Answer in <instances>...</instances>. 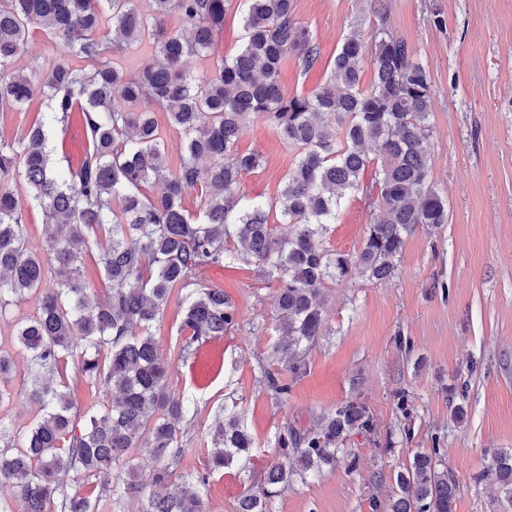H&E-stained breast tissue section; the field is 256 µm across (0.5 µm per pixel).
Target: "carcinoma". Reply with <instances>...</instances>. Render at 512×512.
Returning a JSON list of instances; mask_svg holds the SVG:
<instances>
[{
	"mask_svg": "<svg viewBox=\"0 0 512 512\" xmlns=\"http://www.w3.org/2000/svg\"><path fill=\"white\" fill-rule=\"evenodd\" d=\"M294 0H0V110L45 94L43 118L14 141L0 139V316L33 296L34 315L14 325L13 342L28 353L27 398L35 408L25 430L0 421V485L13 490L20 512H100L104 498H135L139 512H206L200 488L216 473L251 460L256 442L234 412L214 411L200 440L206 471L176 483L190 449L181 423L197 413L193 399L171 391L170 362L152 332L171 296L183 314L175 350L197 358L208 341L240 328L224 289L201 281L211 266L255 262L276 282L273 329L279 339L259 366L274 400L304 373L306 351L325 335L328 284L393 278L405 241L418 229L448 223V202L430 181L433 89L429 71L407 40L389 30L387 6L372 49L354 27L343 38L325 81L308 94H287L278 70L288 57L310 71L320 63L313 32L294 17ZM242 15L243 43L232 58L197 77L189 55L211 50L230 10ZM176 12L190 34L167 30ZM112 53L146 44L152 61L124 69L101 60L104 32ZM41 30L92 69L55 62L49 72L16 66L31 33ZM374 80L360 85L366 52ZM184 135L172 170L153 111ZM79 114L86 136L81 161L57 165L48 150L52 127ZM263 119L297 160L279 196L239 194L243 174L264 164L237 140L249 116ZM375 167L374 180L363 175ZM23 182L51 223L44 245L29 246L11 185ZM160 194L144 195L148 183ZM194 192L197 212L185 206ZM360 194L375 214L360 251L329 246V226L343 201ZM107 241L101 246V241ZM104 274L106 294L91 302L82 276L88 264ZM55 287L45 288L47 278ZM14 369L0 348L1 386ZM102 395L98 408L72 399L68 379ZM368 406L352 398L319 414L309 428L284 424L258 484L238 512H271L281 492L336 467L338 448L353 432H369ZM439 449L417 452L396 472L385 512H451L459 485L439 469ZM152 471L144 493L139 472ZM512 507V448L495 453L477 474Z\"/></svg>",
	"mask_w": 512,
	"mask_h": 512,
	"instance_id": "cac0c4a2",
	"label": "carcinoma"
}]
</instances>
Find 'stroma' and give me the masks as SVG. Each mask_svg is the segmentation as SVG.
<instances>
[{
	"mask_svg": "<svg viewBox=\"0 0 512 512\" xmlns=\"http://www.w3.org/2000/svg\"><path fill=\"white\" fill-rule=\"evenodd\" d=\"M369 2L295 0L296 19L317 35L321 62L305 73L286 59L279 74L285 92L307 93L324 81L356 15L365 17V41L373 40L379 19ZM385 2L391 29L429 68L430 180L448 201V221L408 237L393 279L330 285L327 334L279 402L257 381L275 341V284L251 263L206 269L203 280L224 289L241 328L204 344L195 361L172 364L171 390L198 400L184 434L193 448L184 467L204 471L207 457L196 445L225 398H235L259 444V466L282 424L307 425L313 415L358 396L370 408L374 429L344 440L350 462L289 487L271 512H374V502L391 495L399 465L436 443L443 468L459 484L452 512H502L495 487L476 476L497 451L512 448V0ZM241 34L240 14L228 12L214 54L186 58V69L210 73L216 58L239 52ZM59 59L83 64L39 31L17 65L46 69ZM238 146L265 159L262 168L243 176L241 193L274 198L296 149L259 118L244 124ZM371 215L360 196L347 198L332 226V246L358 251ZM11 354L15 372L5 386L10 400L0 414L24 427L32 419L23 398L27 354L17 347ZM400 394L409 412L397 408ZM455 403L466 410L459 422L451 416ZM252 483L248 470L214 478L203 491L207 512H236Z\"/></svg>",
	"mask_w": 512,
	"mask_h": 512,
	"instance_id": "1",
	"label": "stroma"
}]
</instances>
